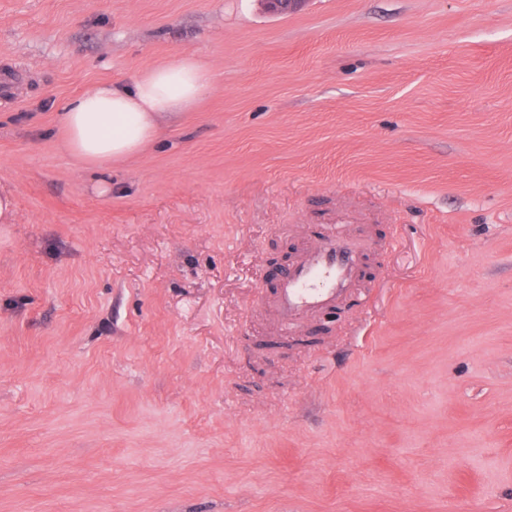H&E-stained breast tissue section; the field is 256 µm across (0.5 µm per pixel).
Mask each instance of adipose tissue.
<instances>
[{
	"label": "adipose tissue",
	"instance_id": "ef3b65f1",
	"mask_svg": "<svg viewBox=\"0 0 512 512\" xmlns=\"http://www.w3.org/2000/svg\"><path fill=\"white\" fill-rule=\"evenodd\" d=\"M209 85L208 68L191 56L143 69L125 84H97L64 105V148L84 166L131 157L157 137L161 120L192 107Z\"/></svg>",
	"mask_w": 512,
	"mask_h": 512
}]
</instances>
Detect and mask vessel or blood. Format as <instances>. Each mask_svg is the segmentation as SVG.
Masks as SVG:
<instances>
[{"instance_id":"obj_1","label":"vessel or blood","mask_w":512,"mask_h":512,"mask_svg":"<svg viewBox=\"0 0 512 512\" xmlns=\"http://www.w3.org/2000/svg\"><path fill=\"white\" fill-rule=\"evenodd\" d=\"M360 260L342 228H328L320 242L284 272L274 305L282 331L296 319L336 305L354 288Z\"/></svg>"}]
</instances>
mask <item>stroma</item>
I'll list each match as a JSON object with an SVG mask.
<instances>
[{
	"label": "stroma",
	"mask_w": 512,
	"mask_h": 512,
	"mask_svg": "<svg viewBox=\"0 0 512 512\" xmlns=\"http://www.w3.org/2000/svg\"><path fill=\"white\" fill-rule=\"evenodd\" d=\"M191 56L138 156L61 110ZM0 512H512V0H0ZM370 243L284 334L273 267Z\"/></svg>",
	"instance_id": "obj_1"
}]
</instances>
